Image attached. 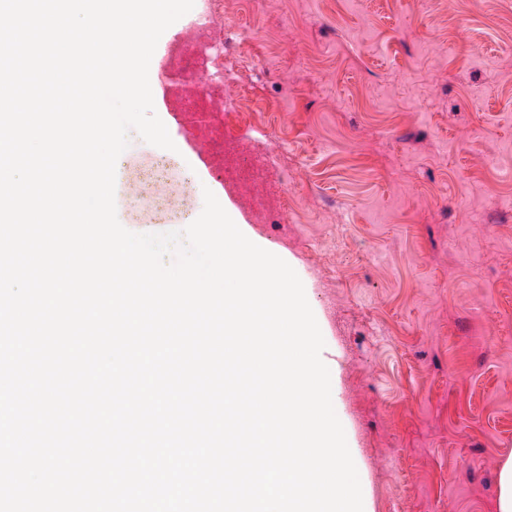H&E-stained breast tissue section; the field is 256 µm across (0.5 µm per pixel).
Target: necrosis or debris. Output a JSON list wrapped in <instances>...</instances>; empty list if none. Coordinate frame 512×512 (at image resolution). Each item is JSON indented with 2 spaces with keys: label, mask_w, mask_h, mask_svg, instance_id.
Masks as SVG:
<instances>
[{
  "label": "necrosis or debris",
  "mask_w": 512,
  "mask_h": 512,
  "mask_svg": "<svg viewBox=\"0 0 512 512\" xmlns=\"http://www.w3.org/2000/svg\"><path fill=\"white\" fill-rule=\"evenodd\" d=\"M186 36L179 39L165 58V74L174 76L178 88L169 89L170 105L176 112H203L209 117L205 136L216 161V169L226 180L253 186L250 207L280 224L294 220L295 209L289 191L270 194L264 185L279 169L280 159L269 152L243 157L238 139L224 126L225 119L243 109L251 97L250 88L237 83V67L251 54L252 44L233 40L235 22L224 10V0H195ZM235 95H228L229 87Z\"/></svg>",
  "instance_id": "1"
}]
</instances>
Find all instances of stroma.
Segmentation results:
<instances>
[{"label":"stroma","instance_id":"obj_1","mask_svg":"<svg viewBox=\"0 0 512 512\" xmlns=\"http://www.w3.org/2000/svg\"><path fill=\"white\" fill-rule=\"evenodd\" d=\"M259 49L242 139L284 156L272 224L195 162L207 141L154 109L177 151L130 133L124 168L163 163L135 233L184 229L211 190L301 279L325 341L364 512H496L512 455V0H226ZM247 202L253 209L272 217L277 224H293L295 209L288 188L276 195L267 190L250 193Z\"/></svg>","mask_w":512,"mask_h":512}]
</instances>
